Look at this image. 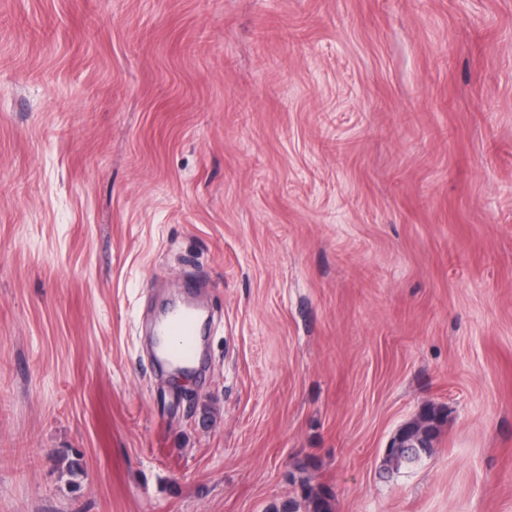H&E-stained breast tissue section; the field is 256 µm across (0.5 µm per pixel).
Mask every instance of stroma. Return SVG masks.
<instances>
[{
  "instance_id": "stroma-1",
  "label": "stroma",
  "mask_w": 512,
  "mask_h": 512,
  "mask_svg": "<svg viewBox=\"0 0 512 512\" xmlns=\"http://www.w3.org/2000/svg\"><path fill=\"white\" fill-rule=\"evenodd\" d=\"M301 465L512 512V0H0V512H288ZM161 333L173 339L165 351V358L169 362L185 368L196 364L202 336L198 318L193 311L175 309L170 312ZM431 417L430 413H422L417 418L401 424L393 432L384 448V455H386L391 448H399V456L384 458V461L389 467L399 470L402 466L413 464L421 460L424 456H428L432 453L434 443L444 424L445 415L442 416V414H440V419L433 428L432 433L431 426L434 424V421L431 420ZM424 441L426 442L422 448L408 447L412 443L420 447V443Z\"/></svg>"
}]
</instances>
